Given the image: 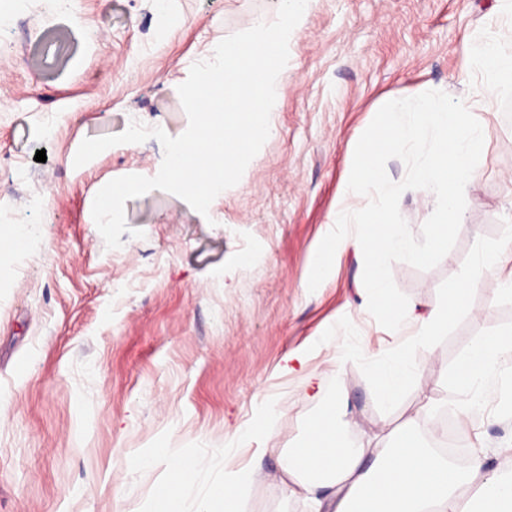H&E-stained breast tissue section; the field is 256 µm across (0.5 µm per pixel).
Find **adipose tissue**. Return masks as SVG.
<instances>
[{
  "label": "adipose tissue",
  "mask_w": 512,
  "mask_h": 512,
  "mask_svg": "<svg viewBox=\"0 0 512 512\" xmlns=\"http://www.w3.org/2000/svg\"><path fill=\"white\" fill-rule=\"evenodd\" d=\"M511 374L512 336L483 337L452 375L453 398L432 397L425 407L433 415L445 405L468 418L483 406L490 379ZM356 425L344 399L336 398L311 421L303 446L282 457L279 484L295 487L311 512H512V478L487 475L481 451L459 467L415 436L389 433L380 448L342 445L343 433ZM193 472L189 457L171 458L157 512H184L183 489ZM242 482L241 473H225L223 485L201 499L195 512H241ZM472 482L479 485L474 505L458 495Z\"/></svg>",
  "instance_id": "ef3b65f1"
}]
</instances>
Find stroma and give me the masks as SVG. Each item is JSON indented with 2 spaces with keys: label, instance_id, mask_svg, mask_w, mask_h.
<instances>
[{
  "label": "stroma",
  "instance_id": "35a3bbf8",
  "mask_svg": "<svg viewBox=\"0 0 512 512\" xmlns=\"http://www.w3.org/2000/svg\"><path fill=\"white\" fill-rule=\"evenodd\" d=\"M0 9V225L27 231L21 247L0 248V512H150L173 453L195 458L185 491L194 506L223 481L211 453L235 445L236 427L256 432L228 468L259 452L272 473L277 449L295 447L339 393L359 421L346 442L375 447L376 435L420 425L426 395L445 389L476 339L512 332L508 270L485 271L464 322L418 352L414 388L384 414L359 367L316 344L344 316L366 357L396 341L367 310L355 236L308 289L361 134L397 97L436 89L477 99L465 50L485 26L512 39L500 0H313L269 137L240 182L205 215L162 190L127 200L116 250L93 220L94 197L112 179L156 175L163 147L120 144L77 168L79 145L134 120L181 135L177 88L191 65L273 21L277 0H0ZM475 116L484 146L454 248L430 270L392 266L417 315L437 307L439 285L474 242L512 218V120L498 107ZM303 351L323 382L316 400L281 369ZM488 401L460 423L457 446L483 449L489 473L507 476L512 382L494 379ZM270 402L275 422L258 426ZM242 506L303 512L299 496L264 480L245 487Z\"/></svg>",
  "mask_w": 512,
  "mask_h": 512
}]
</instances>
